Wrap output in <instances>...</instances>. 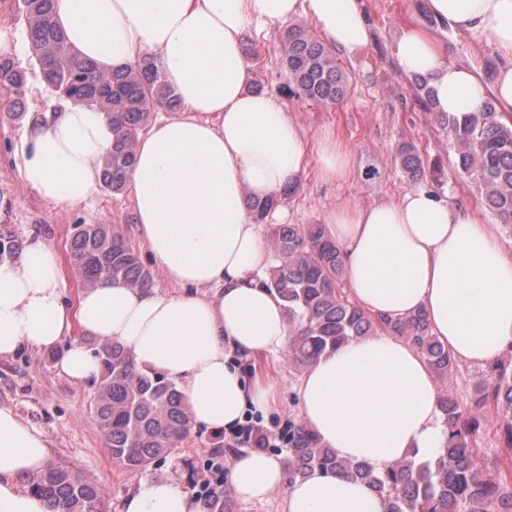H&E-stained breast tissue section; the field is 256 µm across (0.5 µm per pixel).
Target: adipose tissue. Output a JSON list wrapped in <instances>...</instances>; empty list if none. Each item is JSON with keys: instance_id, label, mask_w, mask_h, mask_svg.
Here are the masks:
<instances>
[{"instance_id": "adipose-tissue-1", "label": "adipose tissue", "mask_w": 512, "mask_h": 512, "mask_svg": "<svg viewBox=\"0 0 512 512\" xmlns=\"http://www.w3.org/2000/svg\"><path fill=\"white\" fill-rule=\"evenodd\" d=\"M437 22L487 42L499 58L491 85L449 64L436 33L402 22L399 70L425 79L433 108L478 111L495 97L512 112V0H425ZM55 22L83 59L108 71L153 57L181 111L139 136L129 176L130 221L172 291L101 281L64 304L57 250L34 240L0 261V359L25 348L62 347L60 374L99 380L87 339L122 346L136 367L162 372L185 396L193 427L232 429L247 413L277 408V383H246L237 357L283 353L292 335L281 298L260 284L269 264L263 225L248 200L279 195L315 169L344 180L352 151L332 134L309 150L304 130L271 94L249 90L243 35L310 19L325 43L348 56L370 43L366 0H55ZM112 120L84 105L30 113L21 133L27 186L62 209L92 201ZM327 230L339 244L353 302L398 320L423 313L459 363L483 367L512 350V249L431 190L396 200L336 204ZM299 415L322 445L377 470L414 456L436 459L448 440L440 390L420 351L381 332L315 359L295 387ZM49 460L44 432L0 406V512H50L24 490ZM286 456L243 451L229 484L244 501L284 493L283 512H385L366 485L313 471L285 484ZM122 512H199L177 480L141 481Z\"/></svg>"}]
</instances>
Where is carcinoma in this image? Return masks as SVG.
Returning a JSON list of instances; mask_svg holds the SVG:
<instances>
[{
	"label": "carcinoma",
	"mask_w": 512,
	"mask_h": 512,
	"mask_svg": "<svg viewBox=\"0 0 512 512\" xmlns=\"http://www.w3.org/2000/svg\"><path fill=\"white\" fill-rule=\"evenodd\" d=\"M32 57L60 97L108 113L114 138L101 160L103 188L127 190L138 136L159 108L175 111L180 100L165 84L152 59L108 73L79 58L54 23V0H21ZM282 64L288 92L323 106L348 94V79L336 56L302 25L283 34ZM25 71L11 57H0V91L17 104L25 95ZM494 102L462 115L434 113L438 126L456 145L458 174L477 184L486 209L512 223V119L502 121ZM402 173L412 180L425 175L426 162L415 147L397 148ZM276 196L251 204L256 222L279 206ZM266 235L274 263L264 285L284 301L293 331L285 353L288 364L301 371L319 355L348 340L391 332L425 357L434 376L448 381L458 363L433 335L423 314L389 321L356 306L341 288L345 278L340 249L323 224H268ZM22 249V239L0 232V259ZM81 287L102 279L130 288H150L154 277L139 253L108 224H76L69 242ZM101 379L90 404L116 465L144 470L169 456L192 428L183 394L163 374L143 372L119 345L94 341ZM441 409L448 427L444 453L434 462L404 459L378 472L363 461L339 458L300 419L288 422L289 482L319 470L362 482L386 503V512H512V356L486 368L467 406L455 391L444 388ZM498 454L497 467L481 465L483 435ZM29 488L42 495L53 512H104V496L91 482L58 464L34 475ZM205 512H235L226 490L216 492Z\"/></svg>",
	"instance_id": "carcinoma-1"
}]
</instances>
